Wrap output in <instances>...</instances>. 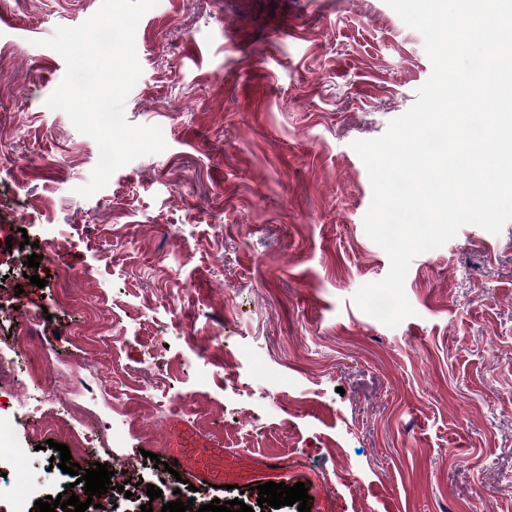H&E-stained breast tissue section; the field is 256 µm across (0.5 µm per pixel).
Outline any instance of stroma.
Instances as JSON below:
<instances>
[{
  "label": "stroma",
  "mask_w": 512,
  "mask_h": 512,
  "mask_svg": "<svg viewBox=\"0 0 512 512\" xmlns=\"http://www.w3.org/2000/svg\"><path fill=\"white\" fill-rule=\"evenodd\" d=\"M101 0H0V346L13 385L68 443L92 428L81 468L111 459L163 501L242 499L258 485L304 483L310 512H512V222L462 226L416 256L413 317L388 327L352 297L390 261L366 234L372 200L351 144L382 136L430 77L422 35L385 0H159L135 44L142 74L129 124L167 147L116 170L92 197L100 151L46 100L66 64L43 39ZM291 12L293 36L275 33ZM39 252L35 273L24 264ZM73 280L63 300L58 271ZM112 344L98 348L99 331ZM219 337L208 365L198 336ZM233 400H225V387ZM141 393L156 423L123 429L114 403ZM9 446L30 449L42 495L72 476L50 465L38 417L13 398ZM224 448L226 487L155 479L172 441Z\"/></svg>",
  "instance_id": "1"
}]
</instances>
